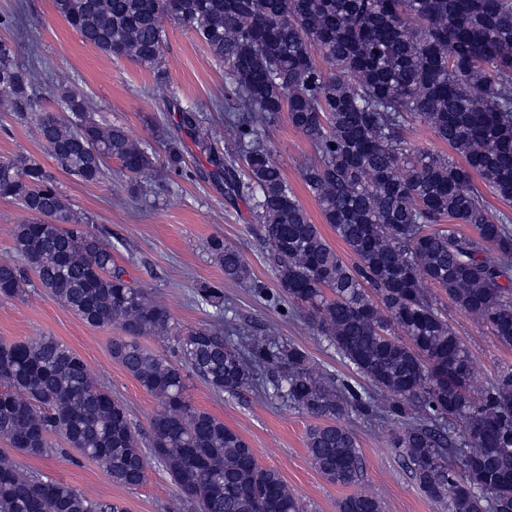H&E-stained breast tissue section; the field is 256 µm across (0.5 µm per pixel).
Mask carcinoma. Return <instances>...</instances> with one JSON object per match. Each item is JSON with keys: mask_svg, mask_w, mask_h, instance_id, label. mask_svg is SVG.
<instances>
[{"mask_svg": "<svg viewBox=\"0 0 512 512\" xmlns=\"http://www.w3.org/2000/svg\"><path fill=\"white\" fill-rule=\"evenodd\" d=\"M55 9L84 43L137 62L157 81L167 78L164 16L191 27L224 63L229 82L214 107L229 113L235 148L222 150L203 133L201 113L179 108L175 132L161 143L165 162L247 201L279 293L390 402L316 373L299 346L251 337L233 323L172 331L167 310L113 268L112 244L77 214L55 176L21 156L0 161V198L31 215L15 230L18 260L0 263V296L42 288L91 326L118 325L112 358L160 410L144 437L57 339L1 342L0 437L28 457L49 455L58 437L128 489L146 481L151 455L199 512H303L280 474L188 393L197 378L238 394L263 386L267 370L276 396L323 420L308 430L306 448L329 482L364 480L357 440L340 423L356 412L401 425L393 447L419 489L448 512H512V366L472 394L471 358L444 307L512 347V218L492 210L473 183L476 175L512 201V0H55ZM38 87L36 69L20 65L14 43L1 38L0 105L35 124L65 172L95 183L115 161L138 194L136 177L156 164L153 147L96 118L72 87L57 93L62 112L39 111ZM283 116L315 146L302 179L350 263L262 140ZM415 121L464 163L407 149L402 132ZM184 133L205 155L192 170ZM489 246L498 259L486 256ZM207 248L224 279L250 278L238 248L219 237ZM198 296L221 308L224 286L205 285ZM165 333L174 362L135 341ZM0 512L127 509L0 461ZM339 512L383 507L356 492Z\"/></svg>", "mask_w": 512, "mask_h": 512, "instance_id": "carcinoma-1", "label": "carcinoma"}]
</instances>
